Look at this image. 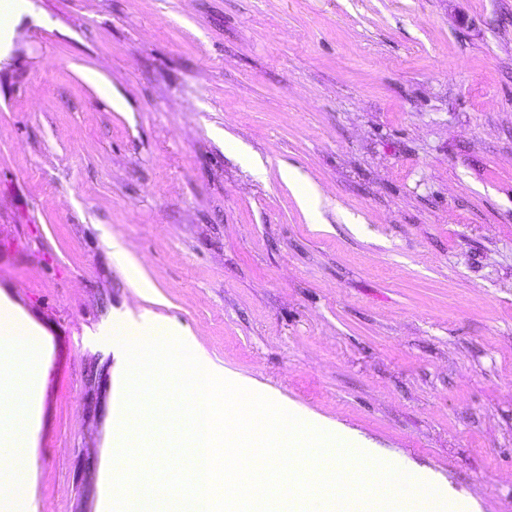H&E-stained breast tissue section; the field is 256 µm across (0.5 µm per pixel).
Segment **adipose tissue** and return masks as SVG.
<instances>
[{"instance_id":"ef3b65f1","label":"adipose tissue","mask_w":512,"mask_h":512,"mask_svg":"<svg viewBox=\"0 0 512 512\" xmlns=\"http://www.w3.org/2000/svg\"><path fill=\"white\" fill-rule=\"evenodd\" d=\"M47 359L42 332L0 300V437L21 448L30 445Z\"/></svg>"}]
</instances>
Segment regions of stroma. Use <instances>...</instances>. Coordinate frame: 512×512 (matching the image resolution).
I'll return each mask as SVG.
<instances>
[{"mask_svg": "<svg viewBox=\"0 0 512 512\" xmlns=\"http://www.w3.org/2000/svg\"><path fill=\"white\" fill-rule=\"evenodd\" d=\"M28 2L0 20V298L49 351L0 512H102L114 337L157 320L512 512V0Z\"/></svg>", "mask_w": 512, "mask_h": 512, "instance_id": "35a3bbf8", "label": "stroma"}]
</instances>
